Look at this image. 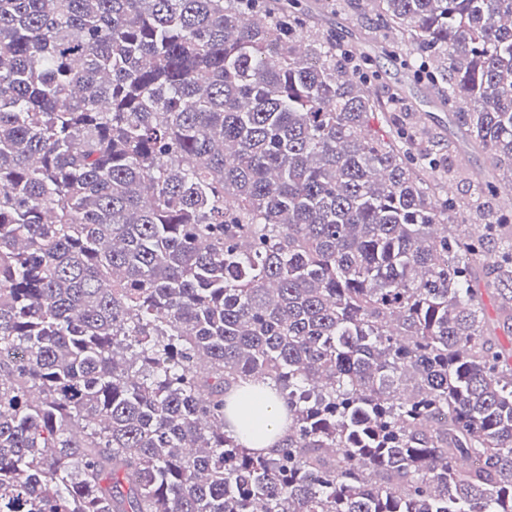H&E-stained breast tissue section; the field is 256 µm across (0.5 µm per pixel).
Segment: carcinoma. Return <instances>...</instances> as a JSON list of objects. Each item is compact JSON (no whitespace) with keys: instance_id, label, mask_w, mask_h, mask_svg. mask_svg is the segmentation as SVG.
Instances as JSON below:
<instances>
[{"instance_id":"cac0c4a2","label":"carcinoma","mask_w":512,"mask_h":512,"mask_svg":"<svg viewBox=\"0 0 512 512\" xmlns=\"http://www.w3.org/2000/svg\"><path fill=\"white\" fill-rule=\"evenodd\" d=\"M365 2L512 175V0ZM263 8L0 0V512H512V349L471 279L499 229ZM245 384L288 402L269 453L226 418Z\"/></svg>"}]
</instances>
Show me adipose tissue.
<instances>
[{
    "mask_svg": "<svg viewBox=\"0 0 512 512\" xmlns=\"http://www.w3.org/2000/svg\"><path fill=\"white\" fill-rule=\"evenodd\" d=\"M258 421L254 432L243 434L242 439L253 448L272 450L288 429V403L271 390L262 391L260 397L235 404L231 413L233 425L245 420Z\"/></svg>",
    "mask_w": 512,
    "mask_h": 512,
    "instance_id": "1",
    "label": "adipose tissue"
}]
</instances>
